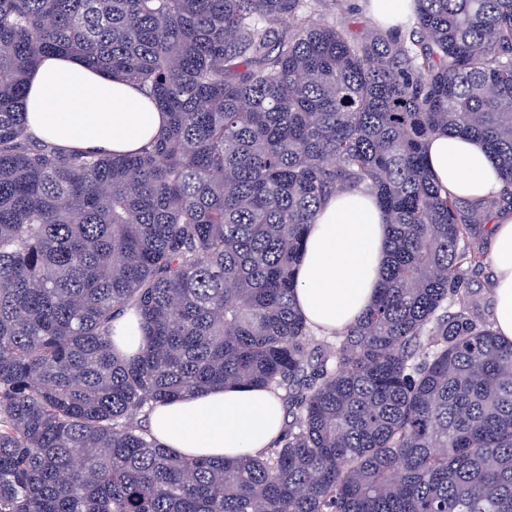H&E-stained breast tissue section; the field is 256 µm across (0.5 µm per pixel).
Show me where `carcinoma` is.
Masks as SVG:
<instances>
[{
  "instance_id": "1",
  "label": "carcinoma",
  "mask_w": 512,
  "mask_h": 512,
  "mask_svg": "<svg viewBox=\"0 0 512 512\" xmlns=\"http://www.w3.org/2000/svg\"><path fill=\"white\" fill-rule=\"evenodd\" d=\"M416 3L355 37L331 0H0V512H512V342L451 310L483 260L473 226L512 192L465 208L424 156L471 137L512 186V0ZM46 55L135 84L167 124L125 155L34 137ZM355 190L388 261L328 343L295 267ZM239 384L286 407L253 458L134 423ZM136 327L133 310L127 311L123 317L113 322V341L118 345L121 353L131 358L137 355L142 347L140 336H131Z\"/></svg>"
}]
</instances>
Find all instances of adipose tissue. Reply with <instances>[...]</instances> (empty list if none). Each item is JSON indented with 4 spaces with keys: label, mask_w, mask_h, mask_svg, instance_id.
I'll use <instances>...</instances> for the list:
<instances>
[{
    "label": "adipose tissue",
    "mask_w": 512,
    "mask_h": 512,
    "mask_svg": "<svg viewBox=\"0 0 512 512\" xmlns=\"http://www.w3.org/2000/svg\"><path fill=\"white\" fill-rule=\"evenodd\" d=\"M163 115L135 87L81 60L47 57L28 89V127L59 147L98 153L139 150L161 129ZM439 187L469 199L497 196L505 184L483 145L436 135L426 145ZM493 329L512 341V212L489 229ZM388 226L375 199L360 191L329 198L306 237L296 267V303L321 332L354 323L373 303L388 259ZM283 413L273 390L217 386L155 405L152 434L187 457L248 459L280 434Z\"/></svg>",
    "instance_id": "ef3b65f1"
}]
</instances>
